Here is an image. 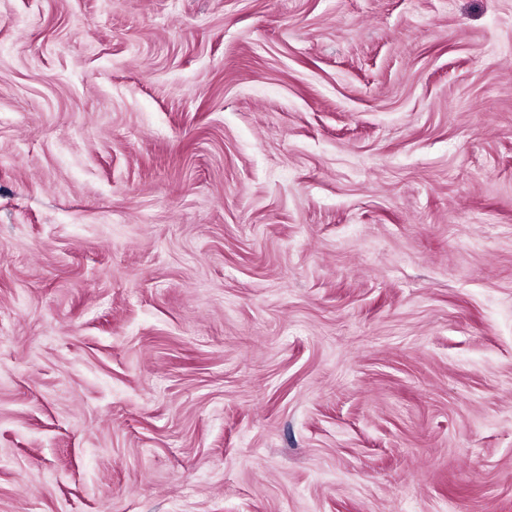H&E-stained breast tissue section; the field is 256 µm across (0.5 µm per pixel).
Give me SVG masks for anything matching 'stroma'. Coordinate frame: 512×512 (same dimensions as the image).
Segmentation results:
<instances>
[{
  "instance_id": "35a3bbf8",
  "label": "stroma",
  "mask_w": 512,
  "mask_h": 512,
  "mask_svg": "<svg viewBox=\"0 0 512 512\" xmlns=\"http://www.w3.org/2000/svg\"><path fill=\"white\" fill-rule=\"evenodd\" d=\"M0 512H512V0H0Z\"/></svg>"
}]
</instances>
